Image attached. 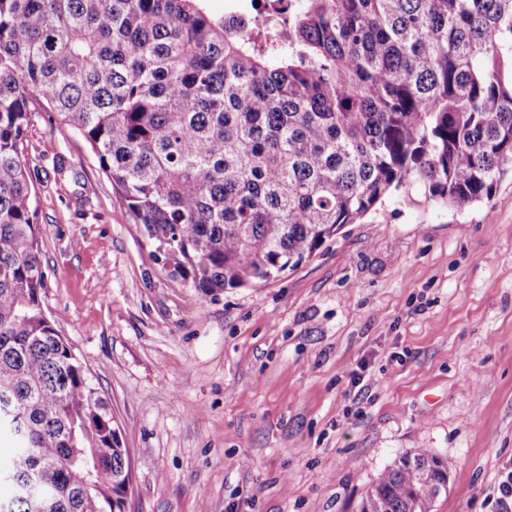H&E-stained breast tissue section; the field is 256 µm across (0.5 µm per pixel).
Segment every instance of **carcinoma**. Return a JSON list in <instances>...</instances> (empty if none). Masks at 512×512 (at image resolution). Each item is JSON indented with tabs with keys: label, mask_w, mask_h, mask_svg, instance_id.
I'll use <instances>...</instances> for the list:
<instances>
[{
	"label": "carcinoma",
	"mask_w": 512,
	"mask_h": 512,
	"mask_svg": "<svg viewBox=\"0 0 512 512\" xmlns=\"http://www.w3.org/2000/svg\"><path fill=\"white\" fill-rule=\"evenodd\" d=\"M38 97L79 131L170 275L268 283L381 199L464 208L512 175V0H0V512H123L110 404L42 307L24 158ZM453 462L402 452L361 512H433Z\"/></svg>",
	"instance_id": "1"
}]
</instances>
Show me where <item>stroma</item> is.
<instances>
[{
    "instance_id": "obj_1",
    "label": "stroma",
    "mask_w": 512,
    "mask_h": 512,
    "mask_svg": "<svg viewBox=\"0 0 512 512\" xmlns=\"http://www.w3.org/2000/svg\"><path fill=\"white\" fill-rule=\"evenodd\" d=\"M42 303L130 451L127 512H360L404 451L434 512L512 468V178L463 210L384 199L278 280L201 297L157 262L82 135L32 101Z\"/></svg>"
}]
</instances>
